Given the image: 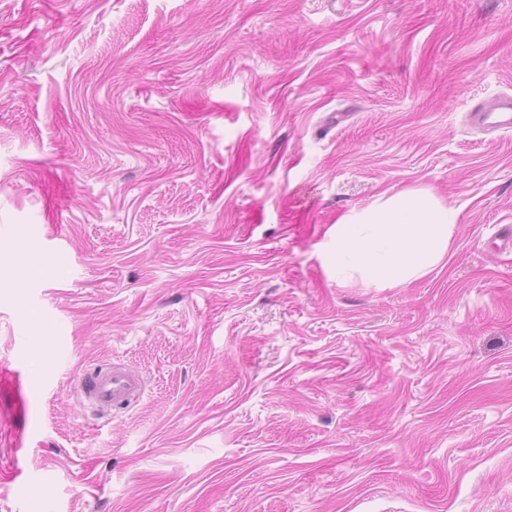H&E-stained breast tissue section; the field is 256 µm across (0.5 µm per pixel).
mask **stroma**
Returning a JSON list of instances; mask_svg holds the SVG:
<instances>
[{
	"label": "stroma",
	"mask_w": 512,
	"mask_h": 512,
	"mask_svg": "<svg viewBox=\"0 0 512 512\" xmlns=\"http://www.w3.org/2000/svg\"><path fill=\"white\" fill-rule=\"evenodd\" d=\"M502 95L512 0H0V512H512ZM417 188L440 264L337 279ZM471 124L494 131L512 129V98L504 96L490 103H479L469 113ZM456 224L458 212L428 189L384 193L329 229L330 263L368 287H402L439 264ZM75 393L83 403L100 409H124L144 392L143 378L120 365L98 372H85L76 381Z\"/></svg>",
	"instance_id": "obj_1"
}]
</instances>
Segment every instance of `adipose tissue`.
<instances>
[{"mask_svg": "<svg viewBox=\"0 0 512 512\" xmlns=\"http://www.w3.org/2000/svg\"><path fill=\"white\" fill-rule=\"evenodd\" d=\"M458 222L430 190L384 194L329 229L330 263L366 286L398 288L439 264Z\"/></svg>", "mask_w": 512, "mask_h": 512, "instance_id": "1", "label": "adipose tissue"}]
</instances>
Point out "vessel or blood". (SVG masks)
I'll return each mask as SVG.
<instances>
[{
    "mask_svg": "<svg viewBox=\"0 0 512 512\" xmlns=\"http://www.w3.org/2000/svg\"><path fill=\"white\" fill-rule=\"evenodd\" d=\"M471 124L495 131L512 130V98L505 96L490 103L477 104L469 114ZM75 393L101 409H123L144 392L143 378L116 365L107 371L86 372L77 380Z\"/></svg>",
    "mask_w": 512,
    "mask_h": 512,
    "instance_id": "vessel-or-blood-1",
    "label": "vessel or blood"
}]
</instances>
